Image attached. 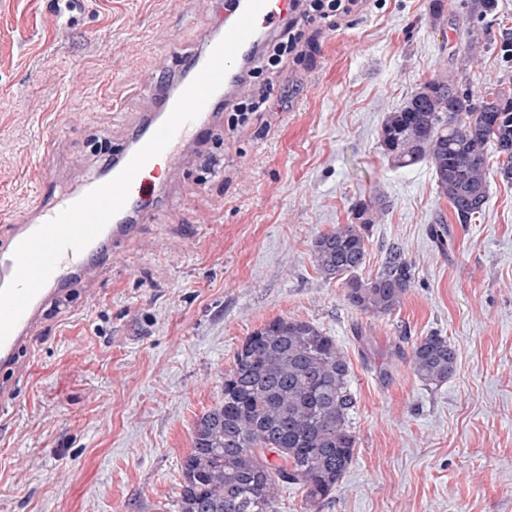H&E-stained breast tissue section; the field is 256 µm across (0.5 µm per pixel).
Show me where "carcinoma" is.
I'll return each instance as SVG.
<instances>
[{
    "mask_svg": "<svg viewBox=\"0 0 512 512\" xmlns=\"http://www.w3.org/2000/svg\"><path fill=\"white\" fill-rule=\"evenodd\" d=\"M494 7L495 0H472L465 24ZM475 96L450 72L447 86L424 99L407 98L381 131L394 164L430 165L461 224L487 202L488 156L496 158L494 173L512 185V83ZM477 101L483 108L474 112L469 106ZM370 210L360 208L362 223L315 238L312 256L321 275L332 279L365 264ZM411 282V265L396 252L371 281L351 280L347 299L362 311L387 314L400 306ZM255 334V343L238 348L224 373V400L196 422L178 512H278L283 485L302 494L300 512H316L353 460L349 416L357 397L350 362L335 339L311 322L281 317ZM410 365L420 381L438 385L455 372L456 348L445 336H425L412 345Z\"/></svg>",
    "mask_w": 512,
    "mask_h": 512,
    "instance_id": "obj_1",
    "label": "carcinoma"
}]
</instances>
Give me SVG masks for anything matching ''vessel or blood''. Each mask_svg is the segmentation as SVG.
Instances as JSON below:
<instances>
[{
  "label": "vessel or blood",
  "instance_id": "vessel-or-blood-1",
  "mask_svg": "<svg viewBox=\"0 0 512 512\" xmlns=\"http://www.w3.org/2000/svg\"><path fill=\"white\" fill-rule=\"evenodd\" d=\"M296 8V0H266L257 16L255 32L240 48L233 67L198 118L182 126L163 152L149 160L137 173L125 206L111 218L102 232L84 250H69L62 255L49 280L29 303L5 343L0 345V370H16L21 352L27 348L48 313L67 302L73 287L89 283L98 270L111 261L117 248L128 242L133 235V221L141 213L139 201L165 187L188 150L198 144L204 121L215 118L217 102L224 97L232 98L245 85L248 66L261 44L281 28ZM221 38L218 32L203 38L186 71L187 80H194L201 72ZM177 99L174 93L164 96L162 112L144 113L135 137L113 156L105 172L85 178L76 188L53 190L42 186L32 197L21 219H13L7 214L0 216V222L5 225V234L0 237V288L8 285L14 276L16 262L13 253L18 244L87 192L117 176L165 121Z\"/></svg>",
  "mask_w": 512,
  "mask_h": 512
}]
</instances>
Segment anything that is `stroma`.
Returning a JSON list of instances; mask_svg holds the SVG:
<instances>
[{
  "label": "stroma",
  "instance_id": "stroma-1",
  "mask_svg": "<svg viewBox=\"0 0 512 512\" xmlns=\"http://www.w3.org/2000/svg\"><path fill=\"white\" fill-rule=\"evenodd\" d=\"M224 0H0V211L41 182L104 165L158 88L183 74ZM433 0H354L318 22L287 63L249 81L263 111L219 107L201 144L152 199L134 239L22 353L0 407V512H178L196 420L224 397L242 341L273 319L314 323L351 363V465L319 512H512V186L455 220L428 164L396 167L389 114L435 73L477 92L512 80L496 44L512 0L474 26ZM52 131H45V124ZM367 225L369 281L393 252L412 266L401 305L353 307L345 279L312 260L315 237ZM444 217L451 242L432 228ZM448 337L457 369L438 386L412 344Z\"/></svg>",
  "mask_w": 512,
  "mask_h": 512
}]
</instances>
